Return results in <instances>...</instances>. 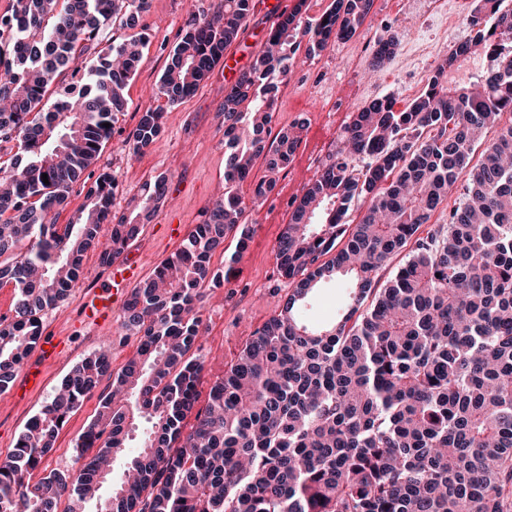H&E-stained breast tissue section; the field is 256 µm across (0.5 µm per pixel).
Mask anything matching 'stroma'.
<instances>
[{
    "label": "stroma",
    "mask_w": 512,
    "mask_h": 512,
    "mask_svg": "<svg viewBox=\"0 0 512 512\" xmlns=\"http://www.w3.org/2000/svg\"><path fill=\"white\" fill-rule=\"evenodd\" d=\"M409 0H374L375 20H370L349 41L338 42L309 59H302L278 84L272 131L306 119L307 133L291 164L277 176L276 190L263 202H255L250 184L239 194L253 231L249 246L236 253L234 241H226L224 252L212 258L213 269L224 267L227 255L238 254L234 274L224 287L207 291L201 311L205 334L198 356L204 370L198 385V407H205L211 386L242 353L252 333L276 312V304L288 294L291 284L281 276L277 261V243L295 207L294 201L305 185L315 181L329 155L340 144L351 117L370 102L390 98L405 106L418 96L423 85L414 74L432 75L448 58L440 51L429 58L385 62L378 73H371L370 59L362 55L366 38L398 39L400 45L416 40L415 28L401 24L398 8ZM197 0H150L143 17L148 42L139 67L126 88L128 107L118 115L111 137L93 167L94 172L110 173L117 184L116 212L128 213L138 204L140 185L159 173H167L171 182L166 196L148 221L141 224L133 245L142 246L141 261L145 274H152L179 245L164 241L165 225L201 223L207 209L224 193V120L221 115L228 83L223 66H216L196 93L173 105H161L157 88L185 21ZM254 9L241 29L230 52L252 61L262 48L271 29L280 20L269 13L262 0H253ZM163 110V131L157 143L141 154H133L127 136L142 112ZM85 276L56 308L41 316L45 336L69 335L70 350L59 362L47 367L40 389L22 405H14L8 393H0V458L12 448L18 433L48 401L54 389L73 366L95 353L103 342L112 344V367L122 368L132 357L137 338L120 334L118 328L81 335L71 333L74 316L85 290L101 283L107 270L98 261L97 248L84 258ZM347 278L319 285L303 309L306 320L317 323L335 318L343 306ZM98 395L86 399L59 432L53 449L45 456V471H67L74 465V448L79 436L94 417Z\"/></svg>",
    "instance_id": "stroma-1"
}]
</instances>
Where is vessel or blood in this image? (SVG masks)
<instances>
[{
  "mask_svg": "<svg viewBox=\"0 0 512 512\" xmlns=\"http://www.w3.org/2000/svg\"><path fill=\"white\" fill-rule=\"evenodd\" d=\"M142 274L139 255L126 253L114 259L107 279L83 295L79 304V328L92 331L111 328L115 310ZM67 351L68 339L64 336L40 338L35 346L36 356L46 364L59 362Z\"/></svg>",
  "mask_w": 512,
  "mask_h": 512,
  "instance_id": "b4317fda",
  "label": "vessel or blood"
}]
</instances>
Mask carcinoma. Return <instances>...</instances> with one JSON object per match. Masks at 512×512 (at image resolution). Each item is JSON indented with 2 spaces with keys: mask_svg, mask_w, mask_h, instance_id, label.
Wrapping results in <instances>:
<instances>
[{
  "mask_svg": "<svg viewBox=\"0 0 512 512\" xmlns=\"http://www.w3.org/2000/svg\"><path fill=\"white\" fill-rule=\"evenodd\" d=\"M305 2L224 94V197L126 299L118 321L139 337L135 356L112 372L108 341L61 380L0 460V512H512V126L468 168L472 146L512 112L508 0H475L469 35L404 109L375 100L346 126L279 239V271L296 288L195 410L202 364L191 351L205 289L228 281L237 260L215 271L211 257L231 236L244 250L252 231L238 187L261 160L266 175L253 196L266 198L306 126L271 134L276 83L301 45L313 55L352 39L373 4L332 0L311 20ZM149 8L150 0H15L0 16V158L11 155L9 166L0 161V258L10 259L0 280L15 290L13 316L0 319V392L41 335V314L78 284L102 224L112 220L101 266L139 233L112 211L108 173L88 188L76 221L61 228L56 219L109 138L105 124L127 106L145 47L140 33L115 42L104 30L115 17L134 30ZM251 11L252 0H199L157 96L175 104L193 95ZM91 49L92 63L78 65ZM476 51L488 68L448 82L447 70ZM70 67L78 94L46 109L50 85ZM161 132L162 110L143 112L129 134L133 152ZM358 158L369 162L358 169ZM460 180L465 192L448 221L419 235ZM168 183L165 173L147 180L140 208L155 209ZM357 197L367 206L350 228ZM407 245L409 259L377 287L379 269ZM340 276L350 283L344 312L305 322L316 285ZM106 375L112 390L76 443L75 466L32 480ZM143 423L129 454V433Z\"/></svg>",
  "mask_w": 512,
  "mask_h": 512,
  "instance_id": "1",
  "label": "carcinoma"
}]
</instances>
